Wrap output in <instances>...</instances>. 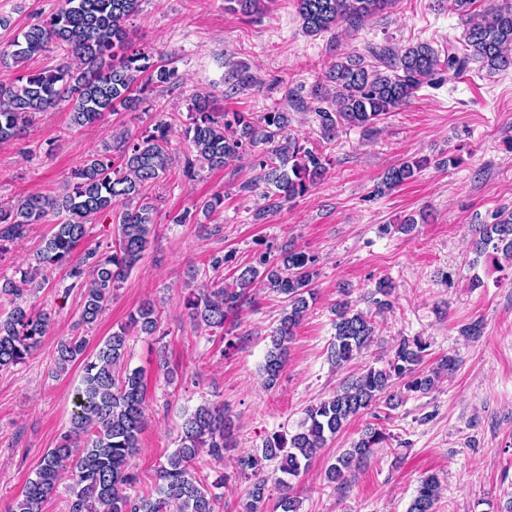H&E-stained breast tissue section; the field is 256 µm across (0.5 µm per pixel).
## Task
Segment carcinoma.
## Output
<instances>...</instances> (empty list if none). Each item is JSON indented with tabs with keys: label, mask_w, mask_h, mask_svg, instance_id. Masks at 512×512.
Masks as SVG:
<instances>
[{
	"label": "carcinoma",
	"mask_w": 512,
	"mask_h": 512,
	"mask_svg": "<svg viewBox=\"0 0 512 512\" xmlns=\"http://www.w3.org/2000/svg\"><path fill=\"white\" fill-rule=\"evenodd\" d=\"M141 0H60L48 17L21 31L5 50L0 64L17 68L18 75L0 83V142L19 138L38 112H47L61 102L71 104L72 124L84 127L101 120L107 112L123 109L136 112L147 90L175 86V70L161 59L137 49L127 22L140 12ZM227 9L250 16L259 14L265 0H225ZM395 0H294L303 33L315 37L343 24L358 28L391 6ZM452 7L464 20L460 45H448L439 54L430 44L418 42L402 51L382 48L371 51L375 63L360 55L337 58L325 72L320 92L321 105L314 114L323 137L332 140L338 128H360L372 132L383 116L406 105L424 84L441 72L456 78L480 62L494 72L512 70V0H452ZM63 52L51 67L31 69L28 63L49 51ZM288 113L273 109L255 118L246 112L213 111L210 95L197 94L187 113L184 135L190 153L174 162L170 151L172 123L161 119L137 137L120 133L103 148L88 155L67 176L62 191L48 196L28 194L13 204L0 205V243L25 237L33 224H41L50 214L61 217L36 253V264L16 270L12 278H0V300L12 305L0 316V371L23 365L40 348L51 325V314L27 304V297L46 285L43 269L65 270L68 288L81 289L78 326L96 324L112 303L114 290L139 261L150 243L157 224L154 205L146 202L149 191L174 166L181 176L194 179L201 170L222 168L247 155L257 170L253 189L263 182L264 192L279 207L303 197L325 177L330 160L306 148L287 132ZM423 161H404L389 168L377 191L394 189L415 178ZM107 215L117 225V234L105 249L95 247L78 260L74 253L89 234V225ZM495 223L481 224L472 241L478 253L492 251L512 260V210L500 209ZM228 256H215L212 275L204 287L184 298V307L194 324L211 336H224L228 314L245 300L255 282L280 297L282 316L270 335V347L263 365L264 385L276 386L283 370L288 343L313 299L312 286L318 278L317 258L292 249L279 255H261L257 264L238 267L235 287H224V263ZM394 285L380 279L368 292L367 302L374 313L353 309L350 302L336 303L334 340L328 360L341 367L366 349L375 336L373 315L393 307ZM159 313L144 303L127 322L112 332L92 356L85 355L86 338L74 336L57 346L56 371L83 360L81 384L73 395L70 426L57 446L43 455L10 512H43L62 477L71 480L67 512H217L224 475L211 485L198 482L191 462L207 454L216 463L224 462L228 443V423L224 409L202 404L184 419L175 451L158 469V484L148 494H131L138 477L129 467L139 448L144 426L146 387L141 371L125 368L128 340L132 334L156 335ZM428 345L420 338H404L383 369L369 368L345 378L336 392L305 410L294 433H275L261 448L237 457L233 470L239 477L253 480L248 491V512H299L301 502L291 493L290 479L308 467L354 417L369 413L380 399L394 408L401 402L397 390L425 394L435 378L452 374L457 359L442 356L429 373L418 366ZM390 435L369 424L359 439L336 456L326 472L330 483H343L388 441ZM274 466L281 473L275 479L277 497L269 493L265 469ZM440 484L435 475L421 479L407 512H433Z\"/></svg>",
	"instance_id": "carcinoma-1"
}]
</instances>
